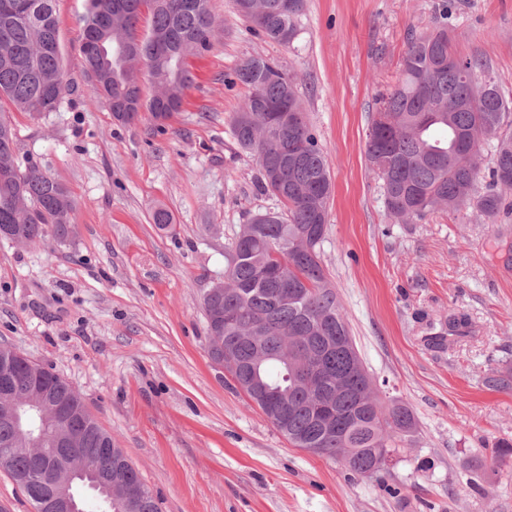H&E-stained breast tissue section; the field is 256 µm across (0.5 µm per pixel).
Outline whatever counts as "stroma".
Wrapping results in <instances>:
<instances>
[{
  "label": "stroma",
  "mask_w": 512,
  "mask_h": 512,
  "mask_svg": "<svg viewBox=\"0 0 512 512\" xmlns=\"http://www.w3.org/2000/svg\"><path fill=\"white\" fill-rule=\"evenodd\" d=\"M448 1L455 49L487 60L512 98V0H307L288 49L256 38L232 0H210L212 47L191 58L194 82L160 128L90 99L87 3L57 0L69 90L49 116L8 115L21 156L68 188L78 233L0 240V344L72 384L161 512H512V465L484 464L512 441V388L484 383L512 371V190L493 224L470 208L402 224L365 156L410 32ZM249 55L296 81L333 182L322 264L363 366L416 421L405 460L371 477L293 447L208 355L203 296L224 279V250L279 206L231 133ZM159 208L171 229L154 224ZM452 315L466 334L448 335Z\"/></svg>",
  "instance_id": "obj_1"
}]
</instances>
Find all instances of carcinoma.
<instances>
[{"mask_svg":"<svg viewBox=\"0 0 512 512\" xmlns=\"http://www.w3.org/2000/svg\"><path fill=\"white\" fill-rule=\"evenodd\" d=\"M83 37L101 43L98 54L82 43L84 72L94 98L103 99L112 114L130 94L143 95L147 74L155 93L143 100L150 114L162 111L164 100L182 102L193 82L188 59L211 48L215 20L210 0H87ZM237 15L269 42L293 44L306 11V0H234ZM56 0H0V104L8 102L32 116L59 109L67 90L59 46ZM150 17L146 36L137 33L142 15ZM248 89L231 130L237 144L254 155L263 170L260 189L275 195L277 212L255 214L241 225L226 255L223 292L203 301L207 331L224 327L223 343L208 341V354L235 351L241 368L232 373L236 385L257 407L253 384L263 381L288 393V431L295 447L310 440L321 455L340 464L352 477L385 470L375 467L381 455L397 457L416 433L410 409L395 398L385 400L373 388L364 368L338 348L350 335L336 292L321 264L320 246L327 223L331 171L324 149L308 119L294 78L275 59L250 56L235 69ZM387 123L374 121L365 143L371 171L382 181L389 216L398 221L471 207L495 222L503 208L497 187L512 188V102L491 76L490 65L461 56L452 48L448 11L432 26L411 35L400 63V78L379 99ZM299 116L294 130L266 135L275 111ZM490 145L491 181L479 180L481 151ZM288 156V169L276 180L266 174L271 156ZM73 201L67 187L34 166L23 165L16 135L0 111V225L10 224L23 244L47 236L66 241L76 234ZM264 325L260 348L265 362L246 368L255 343L248 339L255 324ZM314 358L322 360L326 383L316 390L335 405L341 430L325 435L316 428L309 393L296 382L298 370ZM33 403L48 415L59 402L74 415L69 424L77 447L106 448L112 436L86 409L78 391L65 378L50 373L47 395ZM15 451L10 474L21 476L48 462ZM512 460V443H498L494 466ZM100 469L127 467L120 448L112 457L92 455Z\"/></svg>","mask_w":512,"mask_h":512,"instance_id":"cac0c4a2","label":"carcinoma"}]
</instances>
